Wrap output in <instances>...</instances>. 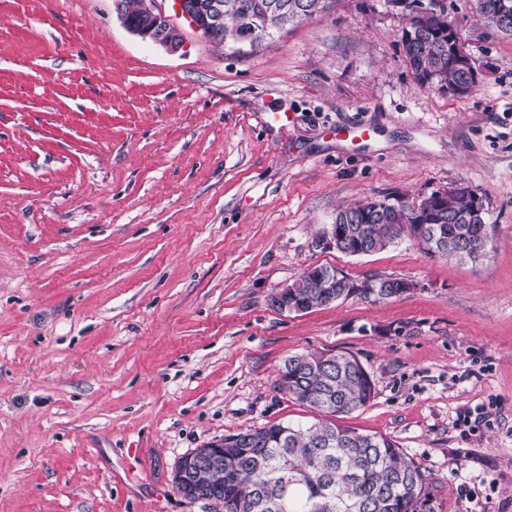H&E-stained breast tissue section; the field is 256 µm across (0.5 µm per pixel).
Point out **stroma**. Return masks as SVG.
Listing matches in <instances>:
<instances>
[{
  "label": "stroma",
  "mask_w": 512,
  "mask_h": 512,
  "mask_svg": "<svg viewBox=\"0 0 512 512\" xmlns=\"http://www.w3.org/2000/svg\"><path fill=\"white\" fill-rule=\"evenodd\" d=\"M447 2L479 71L462 98L418 86L387 0H332L255 50L159 0L176 52L113 0H0V512H224L177 492L178 462L316 422L275 386L314 350L361 361L375 397L343 425L420 463L437 512H512V36ZM460 184L494 226L479 265L313 244L340 206ZM319 265L414 287L272 307ZM157 2L158 0L139 1L140 17L146 21V24L141 26H134L126 21L119 0H115L114 11L123 26L133 35L163 46L171 52H176L183 46L182 34L165 12L159 8ZM376 283L378 295L375 298L378 299L374 300L400 297L411 290L414 285L406 280L397 278H376Z\"/></svg>",
  "instance_id": "1"
}]
</instances>
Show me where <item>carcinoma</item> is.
I'll use <instances>...</instances> for the list:
<instances>
[{
  "instance_id": "carcinoma-1",
  "label": "carcinoma",
  "mask_w": 512,
  "mask_h": 512,
  "mask_svg": "<svg viewBox=\"0 0 512 512\" xmlns=\"http://www.w3.org/2000/svg\"><path fill=\"white\" fill-rule=\"evenodd\" d=\"M423 3L432 13L416 15L398 33V44L417 83L442 94L471 81L465 60L448 41L446 0H389L409 10ZM330 0H224L223 36L215 45L242 48V36L256 30L269 36L324 10ZM476 14L484 24L512 35V0H480ZM390 203L370 199L337 210L342 229L334 250L368 255L404 239L433 254L478 264L494 225L487 205L473 192L455 188L433 192L412 206L397 194ZM379 299L400 297L413 284L376 279ZM364 283L331 266H316L288 286V303L306 312L361 295ZM275 387L321 415L310 426L271 424L224 435L223 466L194 492L175 484L185 498L207 497L224 512H435L428 475L396 441L362 434L337 419L367 407L374 382L357 359L344 351H310L289 357L278 369Z\"/></svg>"
}]
</instances>
